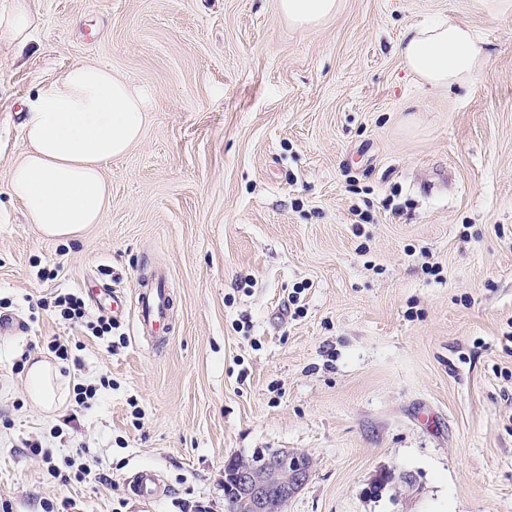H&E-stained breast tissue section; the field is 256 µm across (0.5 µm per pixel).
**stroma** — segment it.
<instances>
[{
    "label": "stroma",
    "mask_w": 512,
    "mask_h": 512,
    "mask_svg": "<svg viewBox=\"0 0 512 512\" xmlns=\"http://www.w3.org/2000/svg\"><path fill=\"white\" fill-rule=\"evenodd\" d=\"M29 5V45L0 34V311L20 323L0 335V512H226L225 462L264 448L310 470L285 512H512V0H341L305 31L277 0ZM448 17L489 53L449 92L398 53ZM84 62L147 122L104 167L102 222L48 240L7 190L18 113ZM157 267L158 346L36 305L73 292L94 316L103 284L130 301ZM57 341L63 377L99 391L47 414L27 369ZM141 468L166 496L132 497Z\"/></svg>",
    "instance_id": "obj_1"
}]
</instances>
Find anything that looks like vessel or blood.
Returning a JSON list of instances; mask_svg holds the SVG:
<instances>
[{"label":"vessel or blood","mask_w":512,"mask_h":512,"mask_svg":"<svg viewBox=\"0 0 512 512\" xmlns=\"http://www.w3.org/2000/svg\"><path fill=\"white\" fill-rule=\"evenodd\" d=\"M172 298L168 277L160 270L142 278L135 300V331L137 335L167 340L172 331ZM132 493L142 502L159 500L167 486L152 469H141L129 481Z\"/></svg>","instance_id":"obj_1"}]
</instances>
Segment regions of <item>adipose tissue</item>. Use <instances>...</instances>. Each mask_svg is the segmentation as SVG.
<instances>
[{"label": "adipose tissue", "instance_id": "adipose-tissue-1", "mask_svg": "<svg viewBox=\"0 0 512 512\" xmlns=\"http://www.w3.org/2000/svg\"><path fill=\"white\" fill-rule=\"evenodd\" d=\"M340 0H278V11L295 27H315L336 14ZM400 55L417 80L439 90L472 81L487 60L483 40L466 22L414 25ZM146 111L140 95L122 77L99 64L71 67L26 103V150L7 171L12 199L47 238L69 241L99 223L110 201L106 162L126 154L142 136ZM32 401L61 407L69 385L47 360L27 374Z\"/></svg>", "mask_w": 512, "mask_h": 512}]
</instances>
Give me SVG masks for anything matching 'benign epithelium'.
Returning <instances> with one entry per match:
<instances>
[{"instance_id": "benign-epithelium-1", "label": "benign epithelium", "mask_w": 512, "mask_h": 512, "mask_svg": "<svg viewBox=\"0 0 512 512\" xmlns=\"http://www.w3.org/2000/svg\"><path fill=\"white\" fill-rule=\"evenodd\" d=\"M235 484L247 494L255 512H281L280 500L270 490L280 488L288 497L299 485L309 479V470L295 457H279L260 466L241 468L233 476Z\"/></svg>"}]
</instances>
